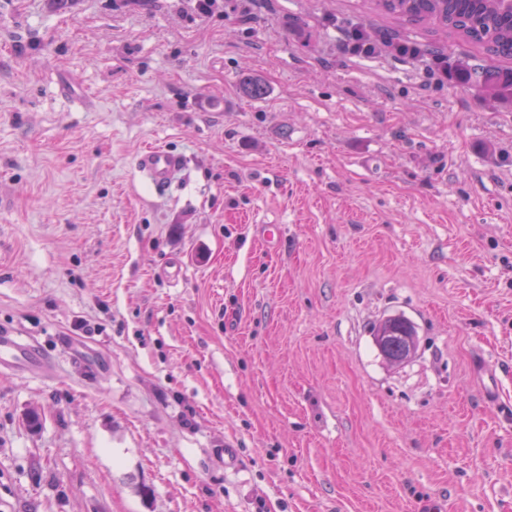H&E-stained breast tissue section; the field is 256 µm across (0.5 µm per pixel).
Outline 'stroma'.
I'll return each mask as SVG.
<instances>
[{
	"label": "stroma",
	"mask_w": 512,
	"mask_h": 512,
	"mask_svg": "<svg viewBox=\"0 0 512 512\" xmlns=\"http://www.w3.org/2000/svg\"><path fill=\"white\" fill-rule=\"evenodd\" d=\"M463 67L512 60L369 0H0V331L52 362L0 373V512H512V99ZM184 158L161 145L142 149L135 162V170L155 194L161 196L170 187L175 176L184 166ZM392 318L396 322L397 329L399 331L402 328H404L405 326H407L411 330H413L415 335L417 336L415 327L409 321H407L406 319H404L401 316H393ZM404 336H405V339H406V346H405V348L403 349V351L401 353H399L396 356H392V357L391 356H386L385 359L389 363L395 364V365L404 364L409 359H411V357L415 354V351H416V348H417V337L416 336H411V335H404Z\"/></svg>",
	"instance_id": "35a3bbf8"
}]
</instances>
